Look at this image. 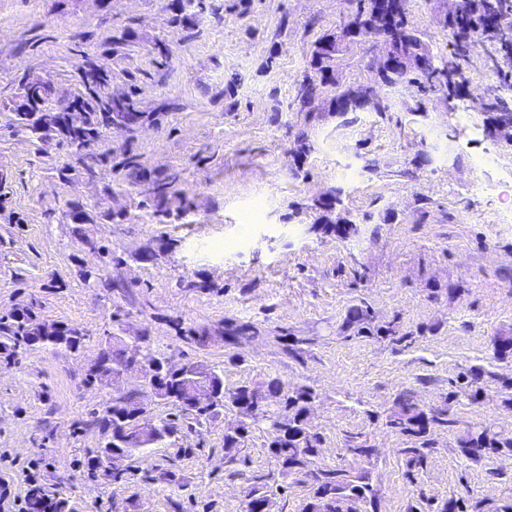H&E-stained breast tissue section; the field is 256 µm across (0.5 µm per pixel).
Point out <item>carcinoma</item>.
I'll use <instances>...</instances> for the list:
<instances>
[{
	"label": "carcinoma",
	"instance_id": "1",
	"mask_svg": "<svg viewBox=\"0 0 512 512\" xmlns=\"http://www.w3.org/2000/svg\"><path fill=\"white\" fill-rule=\"evenodd\" d=\"M484 19L478 29L484 33L497 30L501 14L492 0H463L458 12L446 17L445 23L451 30L456 43L462 48L474 44V30L471 23L475 18ZM395 26L406 31L405 42L399 54H410L420 60V65L398 73L400 81L420 82L442 76L444 85L454 93L465 88V84L450 85L448 61L425 48V42L409 25L407 16L401 14L395 20ZM312 66L315 75H304L298 91L301 106L307 108L316 99L327 93L335 85L333 73L334 59L325 56L320 49L313 52ZM356 89H336L333 97L337 107L336 116L345 117L351 112H375L379 115L388 111L383 92L373 91L368 105L362 106L355 97ZM105 89L101 85L88 86V98L77 108L80 118L68 119L66 112H16L13 125L19 131L36 141H43L50 135H62L69 146L82 151L99 140L112 119L119 118L128 125H136L141 119L131 103L125 99H109L103 102ZM342 191L332 190L329 200L321 201L317 208L326 212L322 223L313 225L314 230L334 235L341 240L361 239L365 229L342 208ZM356 329L357 335L368 337L382 336L389 329L373 325L371 313L367 309L356 310L345 329ZM255 333V327L236 320L225 321L217 327L190 328L183 338L195 345L208 346L216 337L225 343L237 342ZM0 352L11 356L23 346L39 345L44 348L70 351L80 349L84 334L75 327L62 324L60 327H47L34 318L31 311L12 315V322L0 323ZM494 358L512 360V334H503L494 340ZM129 358L126 350L113 343L108 337L96 360L88 370L86 381L93 383L111 377L116 365H123ZM186 368L193 371L192 380L197 388H208L215 395L209 405L192 408L189 403L187 386L183 379L171 373L160 379L154 388L159 402L172 405L182 416H191L196 420L212 421L231 406L239 414V426L231 431L224 430V453L230 458L236 456L246 437L258 430L266 435L267 449L274 459L278 475L287 479L293 475H305L310 478V489L303 512H378L377 489L372 484V465L376 449L368 440L357 433L350 437L345 452L352 462L344 466L314 467V459L321 448L322 437L307 422V414L317 398L316 390L308 385L288 386L280 378L270 376L258 383H246L230 391L224 387V375L212 366L200 362H188ZM488 372L481 367H472L457 376L453 381L455 389L448 392L445 402L465 397L477 402L483 391ZM259 405L255 416L248 414L241 402ZM102 436L99 447L91 450L89 464L97 469L99 449L112 447V471L105 478L121 482L127 478L131 469L130 462L145 457L151 448L166 442L176 430L175 420L154 421L143 405L131 396L116 398L112 407L96 416ZM454 420L448 418V407L422 408L412 402L407 395L399 396L386 414L383 425L391 432L405 438V447L398 449L409 465V479L414 472L426 466L428 457L434 452L430 446L429 434L435 426H451ZM458 449L462 456L474 463L502 453H512V432L498 430L491 425L481 423L470 427L459 438ZM283 485L272 481L268 475L259 476L246 487L244 512H265L268 499ZM28 512H70V502L62 494L49 497L41 491H32L28 495ZM408 512H512V499L493 509L486 508L481 500L466 497H449L441 501L423 499L410 506Z\"/></svg>",
	"mask_w": 512,
	"mask_h": 512
}]
</instances>
